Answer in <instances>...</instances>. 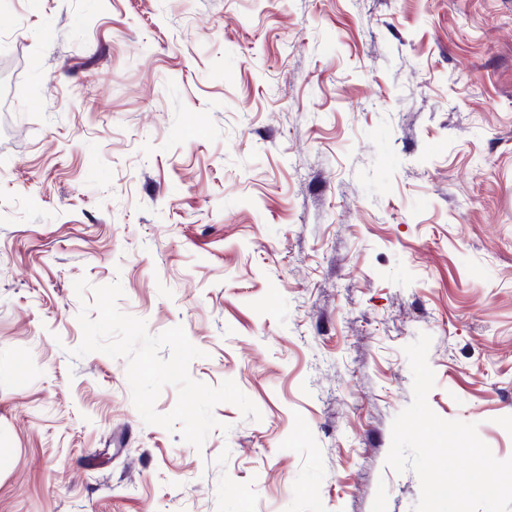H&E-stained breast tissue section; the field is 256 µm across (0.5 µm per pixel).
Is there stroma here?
Listing matches in <instances>:
<instances>
[{
    "mask_svg": "<svg viewBox=\"0 0 512 512\" xmlns=\"http://www.w3.org/2000/svg\"><path fill=\"white\" fill-rule=\"evenodd\" d=\"M82 277L261 420L144 424ZM422 333L512 457V0H0V512H412Z\"/></svg>",
    "mask_w": 512,
    "mask_h": 512,
    "instance_id": "1",
    "label": "stroma"
}]
</instances>
